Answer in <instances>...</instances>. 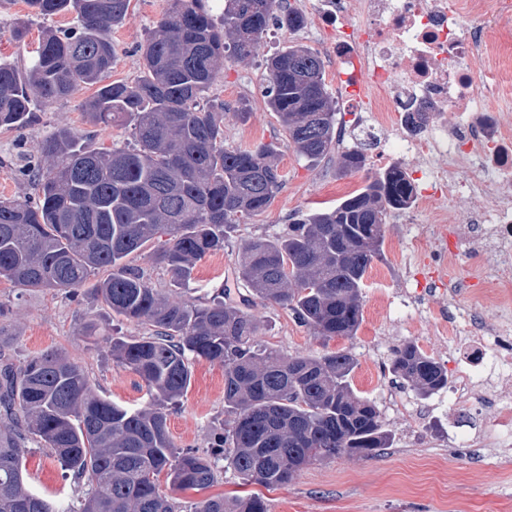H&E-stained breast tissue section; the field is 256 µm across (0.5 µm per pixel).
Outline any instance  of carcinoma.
I'll use <instances>...</instances> for the list:
<instances>
[{
  "label": "carcinoma",
  "instance_id": "1",
  "mask_svg": "<svg viewBox=\"0 0 512 512\" xmlns=\"http://www.w3.org/2000/svg\"><path fill=\"white\" fill-rule=\"evenodd\" d=\"M40 16L75 15L68 32L46 33L30 64L0 61V128L21 131L35 113L92 86L82 102L94 125L121 122L131 147H94L66 128L39 144L37 199L0 198V280L26 288L75 292L104 270L94 293L112 311L150 327L145 336L112 339V362L146 384L151 401L137 409L103 398L62 352L0 368V512H268L265 497L212 496L182 511L158 483L167 471L176 490H201L219 468L268 490L284 487L314 462L309 448L374 457L389 447L379 412L352 387L349 353L288 357L256 340L252 314L224 302V288L204 303L175 301L154 288L127 258L157 243L150 258L175 286L187 287L197 263L224 250L240 217L264 212L283 186L272 144L224 147V103L208 91L228 62L249 58L271 27L297 32L302 12L279 0H168L142 46L132 82H105L117 60L112 31L130 0H27ZM267 105L296 153L317 161L340 142L336 101L324 63L295 43L267 60ZM366 168L357 148L338 170ZM413 193L391 167L329 211L291 220L274 237L240 243L237 279L263 302L288 308L325 338L352 336L362 322V290L382 257L386 219ZM205 360L224 366V433L211 450L176 448L168 429ZM393 373L422 394L448 385V374L416 344L396 351ZM55 456L64 474L85 481L64 505L27 480L26 444Z\"/></svg>",
  "mask_w": 512,
  "mask_h": 512
}]
</instances>
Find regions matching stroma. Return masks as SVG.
Returning a JSON list of instances; mask_svg holds the SVG:
<instances>
[{
  "label": "stroma",
  "mask_w": 512,
  "mask_h": 512,
  "mask_svg": "<svg viewBox=\"0 0 512 512\" xmlns=\"http://www.w3.org/2000/svg\"><path fill=\"white\" fill-rule=\"evenodd\" d=\"M166 0H131L125 24L112 40L117 62L112 81L137 78L142 59L137 50L149 28L160 18ZM24 36H17L18 24ZM75 24L73 14L34 15L26 0H0V61L26 65L43 35ZM294 42L319 49L323 36L315 20L291 33L271 29L246 61L221 71L210 89L211 99L224 105V145L228 148L276 143L285 182L272 205L239 225L224 251L200 261L191 288L172 287L169 274L152 264L148 253L130 256L129 265L143 269L151 285L173 297L203 302L215 289L230 288V302L244 303L258 319V338L287 355H314L346 351L357 360L352 386L373 401L390 436L389 448L374 457L341 455L311 463L288 486L268 492L269 512H512V451L472 446L468 423L487 433L496 430V407L471 403L458 410L447 391L420 395L409 382L394 374L391 360L406 344L418 345L456 378L467 370L450 349L451 336L440 333L448 317V287H428L443 272L459 279L481 271L480 257L463 254L456 262L447 255L416 254L415 243L428 226L423 216L387 218L383 256L366 275L361 303L363 320L355 335L325 339L298 322L292 312L254 297L235 276L237 247L243 240L272 236L299 213L335 207L364 184L363 174L342 175L338 155L308 162L300 159L265 103L267 59ZM82 89L68 100L36 114L20 132L0 129V197L31 193L29 170L37 160L39 142L59 128L92 135L99 147L126 145L130 129L115 123L89 124L81 108L90 96ZM247 110L240 119L239 110ZM0 325L9 337L4 346L14 364L51 351H63L81 365L95 392L130 408L142 406L146 387L130 369L113 363L108 354L112 338L140 336L146 328L113 316L89 287L77 294L25 288L0 280ZM224 369L216 363L193 365L191 384L169 415V430L177 448L207 450L214 434L223 432ZM31 486L41 492L64 490L73 497L74 486L63 480L56 458L33 447L26 459Z\"/></svg>",
  "instance_id": "stroma-1"
}]
</instances>
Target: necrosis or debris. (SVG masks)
Returning a JSON list of instances; mask_svg holds the SVG:
<instances>
[{
	"mask_svg": "<svg viewBox=\"0 0 512 512\" xmlns=\"http://www.w3.org/2000/svg\"><path fill=\"white\" fill-rule=\"evenodd\" d=\"M332 32L336 86L358 90L347 109L360 140L398 129L401 157L427 168L428 190L412 206L430 226L427 246L456 259L484 258L478 281L498 303L512 302V119L490 106L512 99V0H308ZM456 352L479 371L450 388L458 401L494 399L497 433L512 441V356L498 352L503 327L464 315Z\"/></svg>",
	"mask_w": 512,
	"mask_h": 512,
	"instance_id": "1",
	"label": "necrosis or debris"
}]
</instances>
